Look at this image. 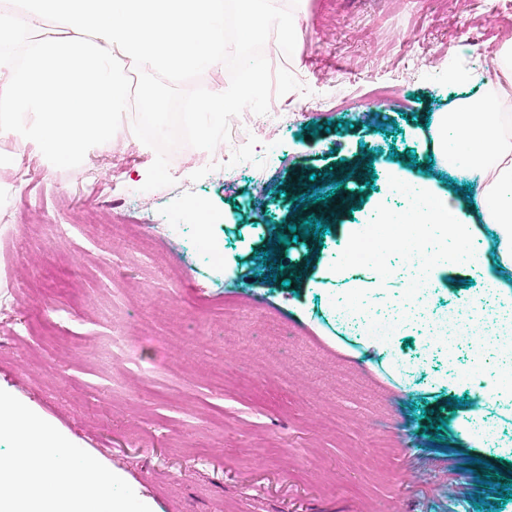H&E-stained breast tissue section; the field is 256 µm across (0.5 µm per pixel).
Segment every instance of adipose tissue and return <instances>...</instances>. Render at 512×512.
<instances>
[{"label":"adipose tissue","mask_w":512,"mask_h":512,"mask_svg":"<svg viewBox=\"0 0 512 512\" xmlns=\"http://www.w3.org/2000/svg\"><path fill=\"white\" fill-rule=\"evenodd\" d=\"M494 60L505 75L498 93L470 100L461 111L439 114L433 120V153L470 184L468 204H457L447 193L419 185L422 206L411 223L376 225L365 249L355 225H340V255L319 262L305 287L335 289L337 302L358 313L382 308L393 295L419 301L412 282L394 270L396 254L419 253V275L433 293L446 288L448 276L459 268L470 269L474 284L458 294L470 316L472 363L481 367L491 341L501 357L500 372L491 384L482 386L451 368L429 378L427 386L451 397L465 394L475 402V409L457 420L462 445L512 460V439H489L474 425L479 407L487 404L499 408L502 423L512 422V113L504 109L512 101L511 41L495 52ZM487 293L495 295L502 313L491 336L482 325ZM336 345L356 359H377L383 376L394 386H413L414 363L377 337L340 320Z\"/></svg>","instance_id":"adipose-tissue-1"}]
</instances>
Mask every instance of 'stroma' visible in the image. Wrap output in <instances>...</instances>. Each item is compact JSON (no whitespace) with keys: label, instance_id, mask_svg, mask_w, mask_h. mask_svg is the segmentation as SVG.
Wrapping results in <instances>:
<instances>
[{"label":"stroma","instance_id":"stroma-1","mask_svg":"<svg viewBox=\"0 0 512 512\" xmlns=\"http://www.w3.org/2000/svg\"><path fill=\"white\" fill-rule=\"evenodd\" d=\"M296 46L272 69L300 90L272 97L246 144L169 155L175 184L144 191L155 152L128 134L72 169L42 161L5 171L0 198V389L124 479L151 512H512L482 487L480 452L459 445L458 405L396 389L288 308L301 287L270 279L265 252L316 270L340 225L385 220L402 206L387 178L403 169L454 193L435 166L429 123L463 99L490 94L492 62L512 40V0H301ZM285 141L266 144L265 127ZM415 154L406 166L402 155ZM302 187L301 204L290 189ZM344 197L335 206V197ZM206 212L223 263L196 246L191 210ZM317 211L329 227L278 245L282 226ZM69 224V239L58 227ZM156 224L177 226L155 237ZM281 339L268 358L265 322ZM427 318L404 321L394 350L420 375L446 369L422 353Z\"/></svg>","mask_w":512,"mask_h":512}]
</instances>
